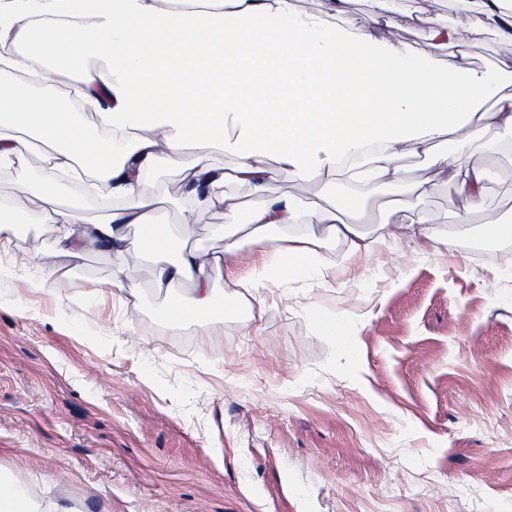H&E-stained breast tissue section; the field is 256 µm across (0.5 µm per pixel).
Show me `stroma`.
Instances as JSON below:
<instances>
[{
    "instance_id": "35a3bbf8",
    "label": "stroma",
    "mask_w": 512,
    "mask_h": 512,
    "mask_svg": "<svg viewBox=\"0 0 512 512\" xmlns=\"http://www.w3.org/2000/svg\"><path fill=\"white\" fill-rule=\"evenodd\" d=\"M420 10L457 29L441 58L463 53L481 68L501 53L494 36L471 42L475 18L452 0H392L384 12L346 0L342 17L421 46ZM46 153L32 143L25 184L0 165V203L39 208ZM468 161L487 173L490 217L512 222V148L480 143ZM399 165V183L360 196V230L378 236L401 199L406 223L453 248L400 237L351 257L312 224L325 276L241 298L215 276L217 299L242 308L205 321L168 318L192 285L159 286L160 258L130 257L127 290L105 297L107 251L59 270L54 226L19 225L0 258V478L83 512H512V253L466 249L462 197L424 189L430 160L413 146ZM265 166L264 192L224 186L240 217L273 197L331 194ZM141 191L186 226L188 248L223 251V211L197 209L178 171Z\"/></svg>"
}]
</instances>
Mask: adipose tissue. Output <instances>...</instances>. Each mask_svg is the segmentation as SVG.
Instances as JSON below:
<instances>
[{"instance_id": "obj_1", "label": "adipose tissue", "mask_w": 512, "mask_h": 512, "mask_svg": "<svg viewBox=\"0 0 512 512\" xmlns=\"http://www.w3.org/2000/svg\"><path fill=\"white\" fill-rule=\"evenodd\" d=\"M0 0V163L25 169L26 135L50 150V168L73 178L90 177L92 190L130 199V206L88 219L66 208L48 189L41 207L0 205V249L18 223L55 225L53 257L66 264L89 247L114 258L112 287L124 288L130 256L165 258L159 282L192 281L193 293L177 298L167 315L180 320L223 313L212 288L215 273L254 291L298 272L323 276L318 243L305 235L281 239L274 253L245 271L225 267L236 243L233 229L220 255L186 249L184 231L160 223L158 201L141 193L145 174L173 169L184 175L188 195L202 209L235 219L237 206L224 192L227 178L263 190L266 157L283 171L325 185L337 180L373 189L399 181V148L410 143L430 151L447 130L467 148L492 130L512 145V0H463L476 15L472 40L497 32L504 51L492 66L473 69L465 56L438 57L456 32L426 12L416 16L429 30L414 48L336 23L344 0L328 11L297 12L290 0ZM74 73L73 99L54 97L53 87L24 84L15 73L27 61ZM264 105L256 107L255 94ZM222 145L235 163H212ZM193 154H186V146ZM431 184L455 187L465 198L460 230L480 220L488 237L502 226L486 215L485 174L463 158L431 159ZM350 196L331 206L276 198L248 216L255 242L297 224L327 225L347 252L372 251L375 241L345 215ZM153 228L149 238L129 239L125 228ZM0 512H79L59 499L41 505L12 482L0 481Z\"/></svg>"}]
</instances>
